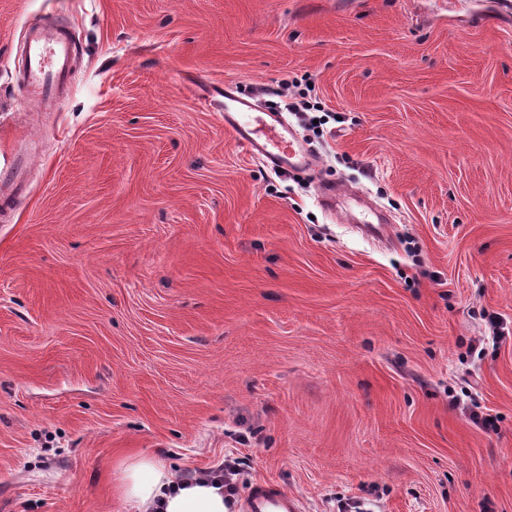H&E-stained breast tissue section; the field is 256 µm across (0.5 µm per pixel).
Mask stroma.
Wrapping results in <instances>:
<instances>
[{"mask_svg": "<svg viewBox=\"0 0 512 512\" xmlns=\"http://www.w3.org/2000/svg\"><path fill=\"white\" fill-rule=\"evenodd\" d=\"M502 0H0V512H134L126 456L243 459L301 512H512V17ZM78 36L50 106L24 28ZM282 174L205 95L293 79ZM332 182L372 211L330 213ZM391 217L373 240V210ZM498 328H491V321ZM21 136L17 128L0 125V209L7 211L17 201Z\"/></svg>", "mask_w": 512, "mask_h": 512, "instance_id": "obj_1", "label": "stroma"}]
</instances>
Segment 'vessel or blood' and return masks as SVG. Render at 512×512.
Here are the masks:
<instances>
[{
	"instance_id": "obj_1",
	"label": "vessel or blood",
	"mask_w": 512,
	"mask_h": 512,
	"mask_svg": "<svg viewBox=\"0 0 512 512\" xmlns=\"http://www.w3.org/2000/svg\"><path fill=\"white\" fill-rule=\"evenodd\" d=\"M76 46L74 33L61 25L32 23L24 36L23 80L32 100L51 99L72 78L70 60ZM224 125L236 142L267 166L278 171L311 168L313 157L285 116L254 104L225 86ZM21 136L18 129L0 126V209L17 201ZM243 512H297L296 499L273 482L254 484L242 501Z\"/></svg>"
}]
</instances>
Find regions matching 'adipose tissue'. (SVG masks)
Here are the masks:
<instances>
[{
    "mask_svg": "<svg viewBox=\"0 0 512 512\" xmlns=\"http://www.w3.org/2000/svg\"><path fill=\"white\" fill-rule=\"evenodd\" d=\"M114 490L136 512H228L220 484L182 479L160 458L145 453L120 464Z\"/></svg>",
    "mask_w": 512,
    "mask_h": 512,
    "instance_id": "1",
    "label": "adipose tissue"
}]
</instances>
